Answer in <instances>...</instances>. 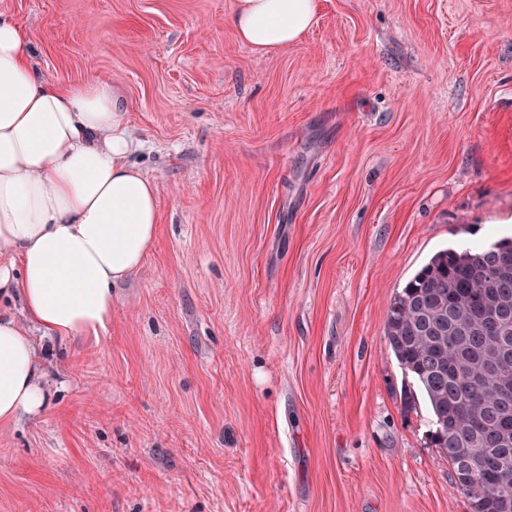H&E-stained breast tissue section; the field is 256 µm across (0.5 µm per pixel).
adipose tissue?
<instances>
[{
	"label": "adipose tissue",
	"instance_id": "obj_1",
	"mask_svg": "<svg viewBox=\"0 0 512 512\" xmlns=\"http://www.w3.org/2000/svg\"><path fill=\"white\" fill-rule=\"evenodd\" d=\"M316 0H236L240 43L272 54L312 26ZM136 143L105 82L59 83L34 66L26 30L0 15V300L62 341L97 336L112 289L153 248L156 186L129 160ZM35 346L0 311V423L40 413Z\"/></svg>",
	"mask_w": 512,
	"mask_h": 512
}]
</instances>
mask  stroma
Returning a JSON list of instances; mask_svg holds the SVG:
<instances>
[{
    "label": "stroma",
    "instance_id": "35a3bbf8",
    "mask_svg": "<svg viewBox=\"0 0 512 512\" xmlns=\"http://www.w3.org/2000/svg\"><path fill=\"white\" fill-rule=\"evenodd\" d=\"M0 0L49 79L123 96L161 224L98 337L43 343L0 512H471L409 402L394 294L512 237V0ZM316 0H236L230 16L237 39L259 54L298 42L312 26Z\"/></svg>",
    "mask_w": 512,
    "mask_h": 512
}]
</instances>
